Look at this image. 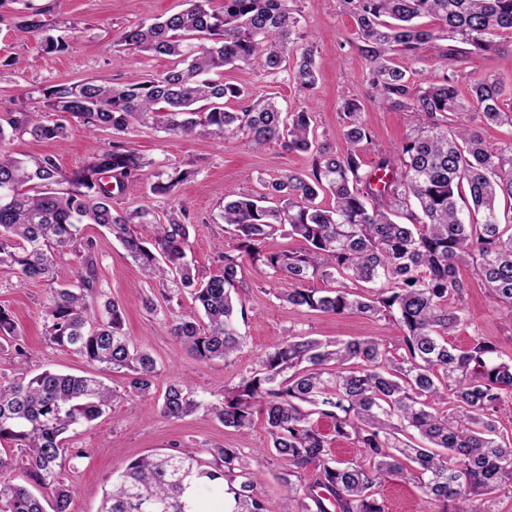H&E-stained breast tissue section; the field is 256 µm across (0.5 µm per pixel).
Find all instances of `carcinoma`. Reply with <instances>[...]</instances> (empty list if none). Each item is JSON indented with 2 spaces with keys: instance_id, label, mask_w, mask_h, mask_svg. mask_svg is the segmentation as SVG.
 <instances>
[{
  "instance_id": "cac0c4a2",
  "label": "carcinoma",
  "mask_w": 512,
  "mask_h": 512,
  "mask_svg": "<svg viewBox=\"0 0 512 512\" xmlns=\"http://www.w3.org/2000/svg\"><path fill=\"white\" fill-rule=\"evenodd\" d=\"M352 14L359 50L370 63L376 100L413 113L400 144L375 150L373 169L361 153L373 143L358 101L342 106V145L316 141L313 113L281 111L262 97L236 112L225 103L248 93L219 73L238 64L257 66L303 89L316 83L312 49L298 45V19L288 0H190L162 20L141 21L119 39L123 50L165 56L173 65L144 82L118 86L105 80L58 83L45 88L43 106L91 130L120 134L132 126H158L176 136L205 131L244 139L253 149L276 141L290 152L312 154L307 173L286 171L258 196H224V224L237 245L224 253L218 274H192L189 215L173 209L162 224L147 207L112 208V188H136L145 157L120 137L68 175L49 156L28 162L0 149V265L20 281L54 282L58 259L80 254L81 225L106 228L145 277H173L189 290L196 314L173 321L171 333L199 361L224 360L240 350L237 316L245 307L237 288L246 268L283 276L292 288L281 299L329 315L361 313L387 319L402 331L395 357L375 337L322 341L287 336L237 384L210 405L226 428L249 429L262 416L269 435L262 452L284 464L288 487L283 512H386L379 488L411 481L433 512H491V495L512 486V437L500 432L504 399L512 395V359L498 345L474 336L465 348L448 342L464 321L469 267L512 321V216L503 223L499 202L512 213V142L489 150L480 133L458 123L474 112L488 125H512V103L489 75L458 88L466 51L512 52V0H342ZM430 17L435 27L416 19ZM509 33L506 41L492 36ZM436 41L442 79L417 84L392 60L419 56ZM66 37L45 34L41 48L61 53ZM12 134L50 141L65 124L45 123L28 109L0 125ZM190 172L174 170L150 186L171 197ZM65 182L63 191L54 185ZM329 195L325 205L320 197ZM303 243L296 251L266 254L274 236ZM336 287L314 290L315 278ZM102 295L91 254L81 258L75 281L49 289L47 340L68 347L90 364L127 375L124 394L154 400L155 359L123 332L124 313L104 303L97 326L86 313ZM24 351L11 312L0 307V349ZM118 394L92 376L43 371L30 378H0V512H69L74 489L68 473L84 457L67 433L112 409ZM163 416L181 419L203 403L185 382L172 379L158 403ZM332 420L336 437L352 441L358 456L340 461L312 416ZM22 468L26 483L3 473ZM261 473L235 448H177L135 459L112 478L100 512H267L254 493Z\"/></svg>"
}]
</instances>
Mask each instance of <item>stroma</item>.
I'll list each match as a JSON object with an SVG mask.
<instances>
[{"mask_svg":"<svg viewBox=\"0 0 512 512\" xmlns=\"http://www.w3.org/2000/svg\"><path fill=\"white\" fill-rule=\"evenodd\" d=\"M185 3L186 0H0V63L12 58L20 62L15 71L0 73V124H6L21 106L41 98L44 88L59 82L104 79L127 85L163 73L171 66L170 58L141 53L119 55L118 40L128 26L166 17L184 9ZM292 7L299 19L301 44L312 47L316 54V85L309 90L300 89L286 79H271L259 69L242 64L225 67V81L241 86L252 98H274L284 110H311L318 140L334 146L341 143L342 104L357 99L376 148L399 144L413 118L410 113L383 108L375 102L370 64L358 49L357 27L341 0H293ZM61 30L69 36L67 49L59 54L43 52L40 36ZM487 74L502 82L512 100V54L469 55L458 85L467 88L472 79ZM126 138L150 164L138 174L141 192L114 198V208L132 210L146 205L160 215L172 208H185L192 226V269L203 280L219 273L221 255L236 246L221 217L225 193H257L262 181L274 179L283 171L308 172L312 160L311 154L287 152L276 142L255 150L243 141L227 142L204 132L183 138L136 127L128 130ZM112 140L111 130L92 131L72 120L64 138L37 142L17 135L0 147L22 160L52 156L62 171L69 172L100 154ZM176 169L190 170L191 176L179 185L173 197L149 194L159 173ZM83 235L93 242L99 282L106 298L119 302L124 309L126 336L156 359L161 370L159 385H166L174 377L185 380L194 397L205 405L220 398L225 388L234 386L288 333L330 340L375 336L390 347L401 336L397 325L385 319L359 314L323 315L291 307L280 298L290 286L288 279H272L252 268L239 290L246 317L239 321L238 328L245 343L230 358L206 364L168 332L169 320L193 312L190 295L178 293L172 283L146 280L106 229L87 224ZM462 277L469 282L464 295L467 321L449 334V342L463 346L471 337L482 336L499 344L503 358L512 357V326L502 319L497 304L471 271H463ZM47 291L45 282L22 284L13 270L0 267V307L12 312L26 345L22 358L14 351L0 350V377H30L52 370L93 376L121 393L111 411L71 434L70 447L85 453L69 473L75 489L71 512H99L112 486L113 471L131 460L187 445L237 449L243 460L258 466L263 473L256 491L265 499L268 512H280L285 491L278 476L283 465L277 457L259 453L269 439L263 417H256L251 429L239 432L224 427L205 406L188 417L171 419L164 417L156 404L126 396L125 374L89 364L69 349L46 341ZM148 297L156 303V311L144 308L143 301ZM380 493L388 512L433 510L430 500L410 482L386 483Z\"/></svg>","mask_w":512,"mask_h":512,"instance_id":"1","label":"stroma"}]
</instances>
